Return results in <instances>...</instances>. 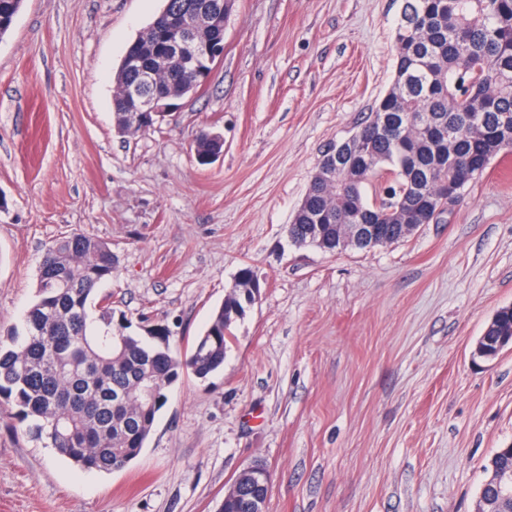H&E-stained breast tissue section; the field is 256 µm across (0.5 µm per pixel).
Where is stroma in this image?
I'll use <instances>...</instances> for the list:
<instances>
[{"instance_id":"obj_1","label":"stroma","mask_w":512,"mask_h":512,"mask_svg":"<svg viewBox=\"0 0 512 512\" xmlns=\"http://www.w3.org/2000/svg\"><path fill=\"white\" fill-rule=\"evenodd\" d=\"M163 0H24L0 38V329L56 238L108 242L95 299L179 350L243 265L261 281L224 368L168 391L139 457L86 472L0 421V512H216L255 461L265 512H475L512 446V346L473 358L512 306V152L440 223L332 254L287 228L324 150L389 90L400 0H236L206 89L135 137L112 109L126 45ZM224 154L199 165L200 130Z\"/></svg>"}]
</instances>
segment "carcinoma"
Here are the masks:
<instances>
[{"instance_id": "carcinoma-1", "label": "carcinoma", "mask_w": 512, "mask_h": 512, "mask_svg": "<svg viewBox=\"0 0 512 512\" xmlns=\"http://www.w3.org/2000/svg\"><path fill=\"white\" fill-rule=\"evenodd\" d=\"M22 0H0V37ZM394 78L362 123L347 154L331 156L332 170L313 175L288 236L299 246L343 250L340 224H382L390 242L404 225L437 223L447 212L438 193L465 174L453 162L474 163L469 179L512 150L496 133L512 119V0H401L394 32ZM161 31L127 50L151 67L164 52ZM177 86L193 78L172 58L166 71ZM112 278V248L80 232L55 239L37 273L36 299L20 324L0 339V407L25 434L94 472L119 470L141 453L167 391L184 375L205 380L224 366L233 324L250 308L257 274L242 266L224 303L190 351L170 346L163 327L149 338L114 319L112 303L91 306L96 287ZM95 312H90V309ZM512 342V308L498 310L480 344L496 351ZM479 504L512 512V453L500 448L484 466ZM268 491L229 498L219 512H264Z\"/></svg>"}]
</instances>
